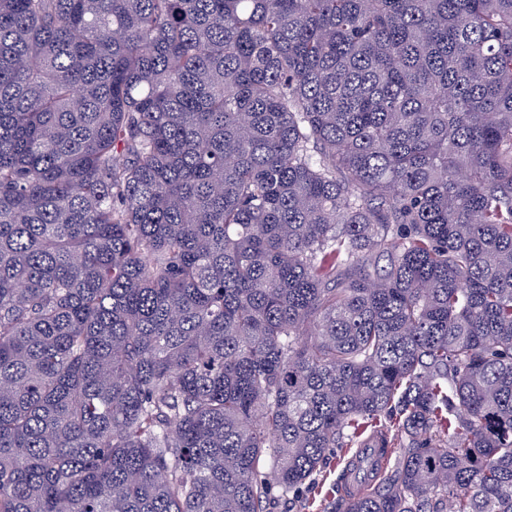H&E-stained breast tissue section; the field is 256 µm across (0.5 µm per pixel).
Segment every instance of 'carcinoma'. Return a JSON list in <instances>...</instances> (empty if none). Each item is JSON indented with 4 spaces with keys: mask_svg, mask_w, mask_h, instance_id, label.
<instances>
[{
    "mask_svg": "<svg viewBox=\"0 0 512 512\" xmlns=\"http://www.w3.org/2000/svg\"><path fill=\"white\" fill-rule=\"evenodd\" d=\"M512 512V0H0V512ZM356 448H338L326 468L317 476L316 487L305 489L294 500L280 501L272 512H332L335 503L343 494L340 475Z\"/></svg>",
    "mask_w": 512,
    "mask_h": 512,
    "instance_id": "1",
    "label": "carcinoma"
}]
</instances>
